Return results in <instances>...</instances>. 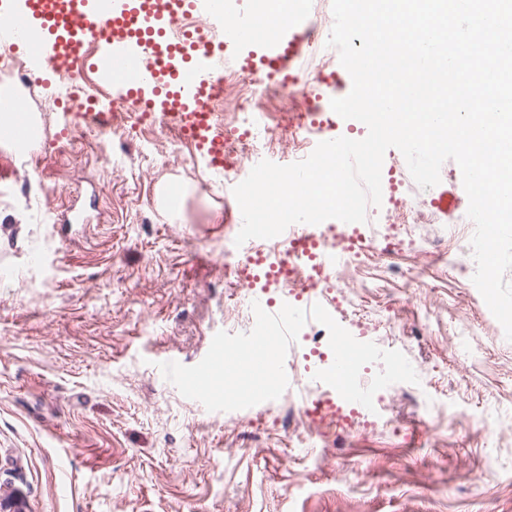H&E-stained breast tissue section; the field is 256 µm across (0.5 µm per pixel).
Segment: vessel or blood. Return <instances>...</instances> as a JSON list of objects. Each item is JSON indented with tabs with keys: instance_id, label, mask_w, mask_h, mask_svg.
<instances>
[{
	"instance_id": "vessel-or-blood-1",
	"label": "vessel or blood",
	"mask_w": 512,
	"mask_h": 512,
	"mask_svg": "<svg viewBox=\"0 0 512 512\" xmlns=\"http://www.w3.org/2000/svg\"><path fill=\"white\" fill-rule=\"evenodd\" d=\"M27 6L0 14V46L22 44L33 55L52 48L48 70L70 74L95 36L92 61L112 100L150 103L197 142L208 166L224 164V133L210 110L230 45L255 41L251 19L239 13L236 26L222 0H26ZM306 39L303 14L284 16L260 40L258 73L292 71ZM22 87H0V143L30 146L36 128ZM356 231L349 224H304L287 253L266 278L278 282L293 271L296 254L309 259L304 308L318 303L316 288L335 270L337 251L350 248Z\"/></svg>"
}]
</instances>
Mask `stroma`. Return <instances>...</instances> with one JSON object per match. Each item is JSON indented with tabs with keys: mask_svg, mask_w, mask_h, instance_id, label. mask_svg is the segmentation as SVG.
Returning a JSON list of instances; mask_svg holds the SVG:
<instances>
[{
	"mask_svg": "<svg viewBox=\"0 0 512 512\" xmlns=\"http://www.w3.org/2000/svg\"><path fill=\"white\" fill-rule=\"evenodd\" d=\"M26 94L40 165L0 147V487L27 512H512V341L472 269L407 251L395 277L377 257L397 232L463 253L466 197L438 223L393 222L451 192L456 162L423 189L394 157L396 200L361 227L370 260L319 291L420 378L382 389L376 430L327 442L287 421L316 388L311 341L290 345L281 397L242 410L207 411L158 368L199 363L227 318L252 329L262 293L224 273L243 219L223 171L156 126L125 153L90 130L55 149L68 88Z\"/></svg>",
	"mask_w": 512,
	"mask_h": 512,
	"instance_id": "stroma-1",
	"label": "stroma"
}]
</instances>
